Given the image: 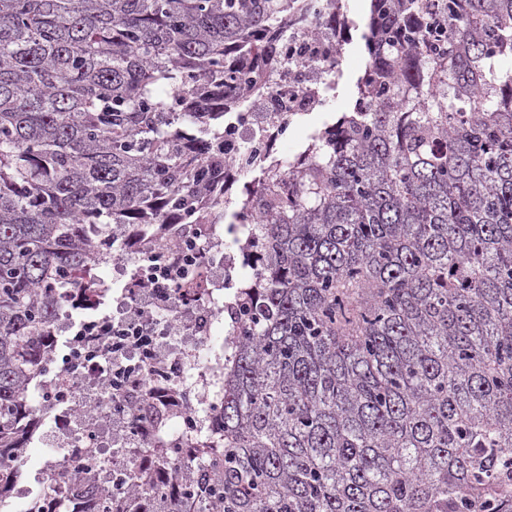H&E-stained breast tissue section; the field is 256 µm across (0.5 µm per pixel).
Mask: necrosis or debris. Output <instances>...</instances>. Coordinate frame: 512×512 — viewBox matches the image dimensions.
Returning a JSON list of instances; mask_svg holds the SVG:
<instances>
[{
  "label": "necrosis or debris",
  "instance_id": "obj_1",
  "mask_svg": "<svg viewBox=\"0 0 512 512\" xmlns=\"http://www.w3.org/2000/svg\"><path fill=\"white\" fill-rule=\"evenodd\" d=\"M330 0H311V24L290 28L275 56L242 77L248 108L224 118V164L258 174L281 167L280 147L306 116L326 111L327 79L342 62L335 36L316 25ZM256 203L209 210L208 223L169 225L159 240L132 250L105 249L100 266L120 288L112 301L80 298L77 315L60 316L62 333L36 385L46 413L64 428L57 441L96 487L127 492V461L144 444L204 440L219 433L221 388L212 372V338L239 323L224 290L238 272L258 267L249 226Z\"/></svg>",
  "mask_w": 512,
  "mask_h": 512
}]
</instances>
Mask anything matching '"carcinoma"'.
<instances>
[{
  "label": "carcinoma",
  "instance_id": "obj_1",
  "mask_svg": "<svg viewBox=\"0 0 512 512\" xmlns=\"http://www.w3.org/2000/svg\"><path fill=\"white\" fill-rule=\"evenodd\" d=\"M307 2L0 0V461L58 312L111 296L112 226L180 224L228 177L224 85ZM362 37L375 106L224 200L265 217L223 436L147 445L127 512H512V0H370Z\"/></svg>",
  "mask_w": 512,
  "mask_h": 512
}]
</instances>
